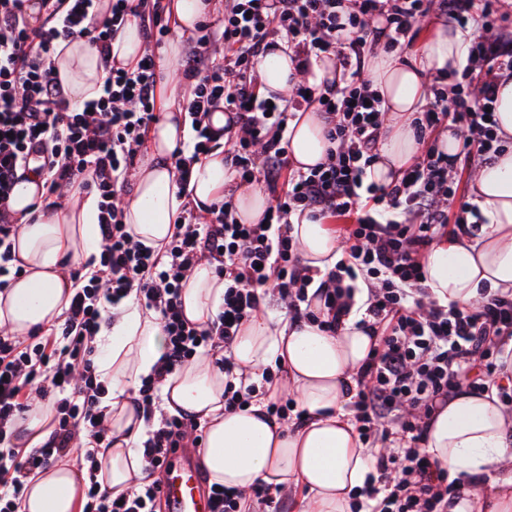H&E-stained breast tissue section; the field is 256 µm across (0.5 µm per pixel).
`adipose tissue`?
I'll use <instances>...</instances> for the list:
<instances>
[{"label": "adipose tissue", "mask_w": 512, "mask_h": 512, "mask_svg": "<svg viewBox=\"0 0 512 512\" xmlns=\"http://www.w3.org/2000/svg\"><path fill=\"white\" fill-rule=\"evenodd\" d=\"M170 9L174 36L164 50L169 62L179 57L184 35L208 11L204 0H171ZM467 45V32L434 25L417 60L378 55L369 77L390 107V133L380 146L373 180L390 181L416 154L409 124L425 102L429 77L464 66ZM55 66L77 103L94 98L105 77L97 53L80 39L57 53ZM185 138L180 106L166 101L124 208L125 224L144 246L155 248L168 240L185 203L209 206L223 198L232 182L224 155L217 151L195 165L189 193L180 195L166 159ZM288 140L291 164L304 171L322 162L329 147L323 121L311 110L289 121ZM474 190L486 219L482 236L472 243L437 242L423 262L425 283L442 305L471 309L488 294L512 292V150L478 170ZM10 209L21 224L14 250L25 274L0 292V326L26 336L54 324L68 308L72 287L67 262L99 255L98 198L73 187L62 205L46 207L42 181L31 173L15 185ZM292 234L304 265L324 272L339 260L336 237L319 221L293 216ZM181 298L189 321H214L224 303V279L208 262H200ZM359 319L351 314L335 336L311 323L262 316L242 327L232 351L236 368L252 372L277 359L286 365L287 384L307 417L293 430L269 420L260 404L225 411L224 369L209 357L168 376L160 388L162 406L204 421L203 462L213 482L245 495L260 483L298 487L307 492L306 512H349V495L363 486L372 461L344 408L345 388L372 344L358 328ZM95 350L96 372L107 386L101 406L114 437L111 447L98 454V479L118 495L142 475L146 423L132 393L163 355L165 334L156 313L129 298L120 304L114 322L98 332ZM511 434L512 413L496 394L463 389L436 409L423 446L434 462L469 486L451 512H512V478L501 475L512 467V448L506 443ZM83 491L82 472L70 461H60L29 482L21 512H74Z\"/></svg>", "instance_id": "adipose-tissue-1"}]
</instances>
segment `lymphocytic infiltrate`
Segmentation results:
<instances>
[{"mask_svg":"<svg viewBox=\"0 0 512 512\" xmlns=\"http://www.w3.org/2000/svg\"><path fill=\"white\" fill-rule=\"evenodd\" d=\"M0 0V289L11 274L19 232L9 206L20 173L34 171L49 193L80 186L100 198L101 252L89 272H74V294L59 326L38 342L0 332V512H19L25 484L54 455L84 439L89 488L82 512H157L159 474L178 448L202 443L196 416L167 415L163 380L200 352L225 370L239 331L263 308L267 294L287 300L292 322L319 321L335 333L354 304L366 300L360 325L373 348L347 387L362 442L377 441L362 512H448L466 485L450 479L423 452L425 423L437 404L461 387L479 392L498 384L497 360L512 340V295H494L474 310L442 306L424 284L423 259L438 240L478 238L484 219L460 183L463 173L505 149L493 109L497 85L512 77V31L503 0H224L222 18L204 19L190 39L181 75L192 137L170 160L181 179L214 150L241 181L269 191L262 223L243 224L232 197L204 212L183 207L170 238L157 248L134 242L120 197L151 127L160 119V48L168 36L166 0ZM439 17L469 31L466 83L433 77L426 103L411 121L421 151L391 182L367 181L387 131L389 106L366 73L378 52L401 54L421 23ZM136 22L147 44L135 66L112 57V42ZM82 39L106 73L96 98L74 104L55 69L57 49ZM288 49L299 74L334 55L333 79L293 84L264 96L258 66L276 45ZM319 112L330 143L324 162L291 168L286 126L297 112ZM224 111V127H213ZM457 127L455 155L439 151L442 129ZM335 221L345 249L336 265L314 278L291 235L293 214ZM224 278V307L216 321H189L181 292L200 260ZM320 288L322 308L308 290ZM135 297L157 313L166 351L152 382L133 401L142 409L147 439L145 476L134 492L113 497L97 479V455L109 428L99 407L102 390L93 341L108 307ZM54 428L43 446L15 447L14 429L32 397L53 392Z\"/></svg>","mask_w":512,"mask_h":512,"instance_id":"lymphocytic-infiltrate-1","label":"lymphocytic infiltrate"}]
</instances>
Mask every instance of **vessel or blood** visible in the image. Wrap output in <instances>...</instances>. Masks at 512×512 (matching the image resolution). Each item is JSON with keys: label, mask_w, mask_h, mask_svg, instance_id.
<instances>
[{"label": "vessel or blood", "mask_w": 512, "mask_h": 512, "mask_svg": "<svg viewBox=\"0 0 512 512\" xmlns=\"http://www.w3.org/2000/svg\"><path fill=\"white\" fill-rule=\"evenodd\" d=\"M184 463L168 470L161 484L166 512H212L205 475L191 449L183 451Z\"/></svg>", "instance_id": "b4317fda"}]
</instances>
